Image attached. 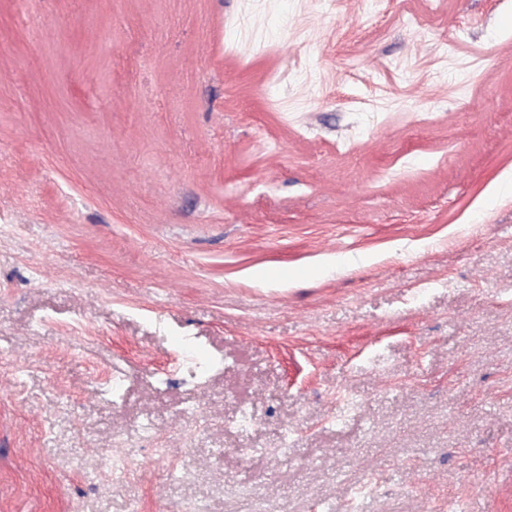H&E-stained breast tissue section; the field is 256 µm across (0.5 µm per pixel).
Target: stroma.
Instances as JSON below:
<instances>
[{
  "label": "stroma",
  "instance_id": "35a3bbf8",
  "mask_svg": "<svg viewBox=\"0 0 512 512\" xmlns=\"http://www.w3.org/2000/svg\"><path fill=\"white\" fill-rule=\"evenodd\" d=\"M186 500L512 512V0H0V512Z\"/></svg>",
  "mask_w": 512,
  "mask_h": 512
}]
</instances>
